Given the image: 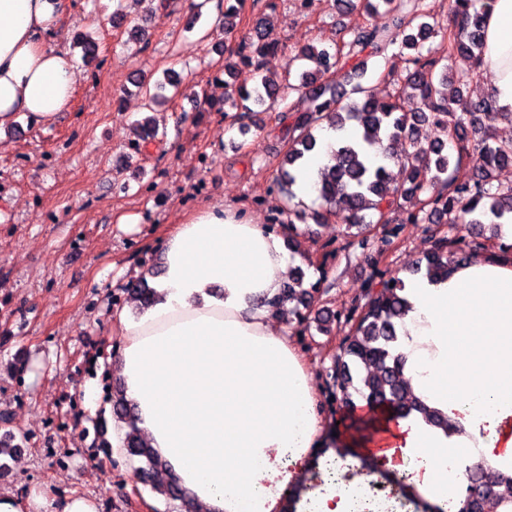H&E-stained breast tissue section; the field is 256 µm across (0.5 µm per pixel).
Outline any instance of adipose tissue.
<instances>
[{"instance_id": "1", "label": "adipose tissue", "mask_w": 512, "mask_h": 512, "mask_svg": "<svg viewBox=\"0 0 512 512\" xmlns=\"http://www.w3.org/2000/svg\"><path fill=\"white\" fill-rule=\"evenodd\" d=\"M483 65L499 111L512 112V0H489ZM72 0H0V129L54 123L76 66L56 41ZM164 273L139 317L118 312V366L147 445L200 512H280L327 417L304 355L258 299L278 292L288 258L278 232L233 207L188 212L157 240ZM397 350L412 392L448 419L378 412L374 433L345 435L328 455L335 479L302 512H396L373 495L383 466L421 512H453L468 468L512 475V256L475 257L447 280L407 281ZM0 512H99L82 495L0 496Z\"/></svg>"}]
</instances>
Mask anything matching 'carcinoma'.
I'll return each instance as SVG.
<instances>
[{
	"instance_id": "carcinoma-1",
	"label": "carcinoma",
	"mask_w": 512,
	"mask_h": 512,
	"mask_svg": "<svg viewBox=\"0 0 512 512\" xmlns=\"http://www.w3.org/2000/svg\"><path fill=\"white\" fill-rule=\"evenodd\" d=\"M242 2L224 0L221 17L226 31L234 30ZM449 6L450 27L433 18L427 0H362L364 11L381 9L388 22L348 29L347 39L335 48L314 41L299 47L297 57L308 69L292 81L260 75L263 58L280 47L262 14L252 19L257 39L241 40L236 50L224 56V72L234 77L233 82H224V105L235 111L240 128L248 127L253 104L291 116L283 130L288 151L273 189L288 202L295 198L299 169L317 147L315 131L329 126L336 131V143L331 147V164L319 170L316 182L317 198L325 204L317 214L319 222L341 227L347 246L367 256L375 247V230L382 229L386 238L397 235L399 227L391 226V215L405 213L400 223L427 225L429 242L408 273L431 282L448 278L469 252L494 243L498 226L512 220V186L504 189L493 184L494 170L512 165V142H498L487 135L491 124L506 115L512 119V113L498 111L489 95L471 112L452 108L454 98L473 77L480 76L486 2L450 0ZM394 47L407 54L409 66L402 74L388 73L397 86L392 97L378 100L359 82L340 93L329 84V74L337 70L346 71L350 80L366 73L370 60L387 58ZM458 55L472 59L471 73H452L451 62ZM155 88L152 93L150 85H138L145 91L150 112L168 102L164 86ZM293 94L307 107L289 101ZM414 98L420 99L422 109L405 108V101ZM424 125L442 129L444 138L423 142L419 127ZM471 133L480 135L473 152ZM136 135L133 146L138 148L153 142L158 128L148 122L138 124ZM465 157L472 164L470 176L462 182L448 177V171H457ZM393 164L404 168L400 185L387 176ZM276 224L288 231V249L298 252L302 230L291 220L278 219ZM442 224L448 231L440 229ZM321 283L319 279L306 288L304 276L295 277L263 305L278 315L286 312L303 320L302 311L311 309L313 292ZM404 290L405 280L399 274H381L369 287L359 313L325 311L326 322L343 317L351 323L328 368L331 402L340 399L352 411L364 401L374 409H397L400 417L418 413L427 423L441 426L443 415L427 408L405 385L396 323L407 305ZM125 291L146 307L155 294L144 279L129 284ZM108 402L112 416L126 429L128 460L139 463L136 471L145 481L164 464L142 442L134 410L118 387L111 388ZM468 480L481 490V501L493 506L500 504L497 489L512 494L511 480L500 484L473 473ZM151 490L165 498L167 512H196L193 499L175 478Z\"/></svg>"
}]
</instances>
